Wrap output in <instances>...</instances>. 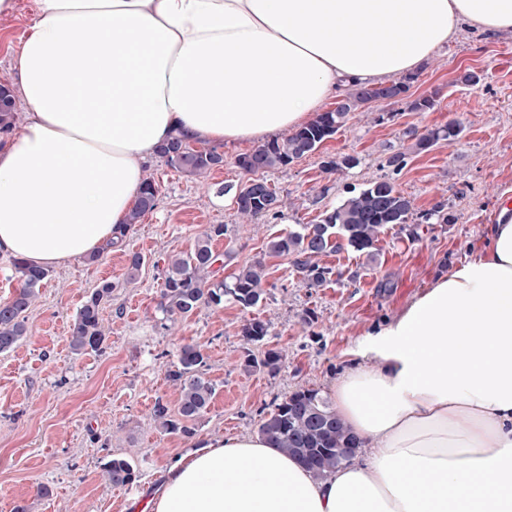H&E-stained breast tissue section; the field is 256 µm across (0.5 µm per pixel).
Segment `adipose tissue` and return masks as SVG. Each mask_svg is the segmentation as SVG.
<instances>
[{"label": "adipose tissue", "mask_w": 512, "mask_h": 512, "mask_svg": "<svg viewBox=\"0 0 512 512\" xmlns=\"http://www.w3.org/2000/svg\"><path fill=\"white\" fill-rule=\"evenodd\" d=\"M0 145V253L41 268L125 223L174 135L261 141L352 83L415 72L461 26L512 31V0H37ZM365 342L332 385L369 447L322 478L261 435L178 458L150 512H512V205L490 244Z\"/></svg>", "instance_id": "obj_1"}]
</instances>
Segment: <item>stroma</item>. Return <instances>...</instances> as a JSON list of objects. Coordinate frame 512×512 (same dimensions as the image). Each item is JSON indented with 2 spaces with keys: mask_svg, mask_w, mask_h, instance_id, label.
Masks as SVG:
<instances>
[{
  "mask_svg": "<svg viewBox=\"0 0 512 512\" xmlns=\"http://www.w3.org/2000/svg\"><path fill=\"white\" fill-rule=\"evenodd\" d=\"M36 16V0H17L0 18V83L13 76L15 53ZM475 73L477 83L459 80ZM435 96L436 106L414 112L409 103ZM460 122L458 140L426 152L415 136ZM252 142L224 147V166L190 177L162 159L146 165L158 187V204L129 232L123 245L96 261L77 259L50 270L27 312L29 333L0 353V512H143L162 471L190 448L213 437L252 435L275 403L297 389L329 395L345 368L364 361L363 335L386 324L439 276L485 248L504 198L512 197V33L479 35L462 30L415 75L405 99L374 101L350 113L332 138L288 168L265 178L283 200L282 214L243 223L235 204L248 180L236 165ZM404 164L393 169L389 156ZM353 156L356 167L336 174L324 158ZM382 177L412 201L409 223L385 229L374 258L349 248L323 255L332 268L320 288L307 287L289 259L266 254L268 241L317 223L351 188ZM443 208L449 224H426L419 215ZM224 225L213 241L226 257L229 277L257 258L268 266L263 301L245 309L234 303L203 306L187 316L164 318L157 309L168 257L189 253L209 225ZM144 263L135 279L126 267L133 254ZM115 285L102 311L107 335L101 348L76 354L69 347L74 318L86 295L102 281ZM312 322H303L305 311ZM259 318L269 326L254 353L283 351L277 374L241 367L240 329ZM185 343L201 346L204 377L216 393L196 433L187 438L162 430L153 417L156 401L178 409V390L167 377ZM128 460L137 473L125 487L109 484L102 467Z\"/></svg>",
  "mask_w": 512,
  "mask_h": 512,
  "instance_id": "35a3bbf8",
  "label": "stroma"
}]
</instances>
